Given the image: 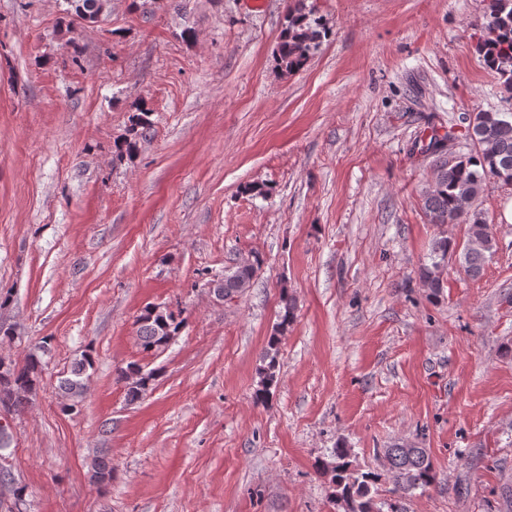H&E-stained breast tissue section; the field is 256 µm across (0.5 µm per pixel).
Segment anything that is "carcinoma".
Segmentation results:
<instances>
[{"instance_id": "1", "label": "carcinoma", "mask_w": 512, "mask_h": 512, "mask_svg": "<svg viewBox=\"0 0 512 512\" xmlns=\"http://www.w3.org/2000/svg\"><path fill=\"white\" fill-rule=\"evenodd\" d=\"M74 20L86 16L100 15L108 7L109 0H67ZM483 13L474 24L476 50L485 66L497 76L509 92V108L505 112L474 113L473 133L469 138L470 150L450 163L445 159L448 152V135L434 131L430 136L428 150L434 157L436 175L423 194L424 214L431 224H465L466 240L458 243L448 237L433 242L430 260L421 270L425 288L438 296L444 288L445 260L457 258L459 267L469 277L481 275L485 262L497 250V239L492 225L477 208L484 187L490 181L512 185V0H483ZM326 36L321 19L307 5V0H290L286 24L282 30L277 49V60L281 69L294 72L316 51ZM132 133L143 136L150 129L148 111L139 106L131 116ZM262 265L260 257L252 262L239 263L228 269L224 279L216 282L212 292L215 298L224 300L244 294L253 284ZM283 310L273 336L269 337L265 350L266 365L260 371V381L255 398L266 399L276 382L279 335L288 328L294 317V301L282 297ZM184 325L180 315L160 306L150 305L143 309L137 319V336L146 351H159L169 345ZM50 351V344L41 342L35 351L28 354L22 366H12L0 361V408L7 412H20L29 402L30 395L39 386L41 356ZM91 360L83 358L74 363L70 376L60 381L58 390L66 398V412L74 413L88 391ZM118 382L125 384L128 401L136 402L149 388L154 373L142 367L129 365L118 370ZM389 469L394 474L395 499L377 504L372 487L376 475L353 468L351 449L338 446L333 449L330 473V499L341 512H404L401 500L416 490H425L435 482L436 473L432 461L424 448L408 443H393L382 449ZM6 457L0 454V487L12 496L7 512H21L25 505L27 486L22 484L11 468L3 465ZM112 458L108 451L99 449L92 464L94 480L103 486L112 481Z\"/></svg>"}]
</instances>
